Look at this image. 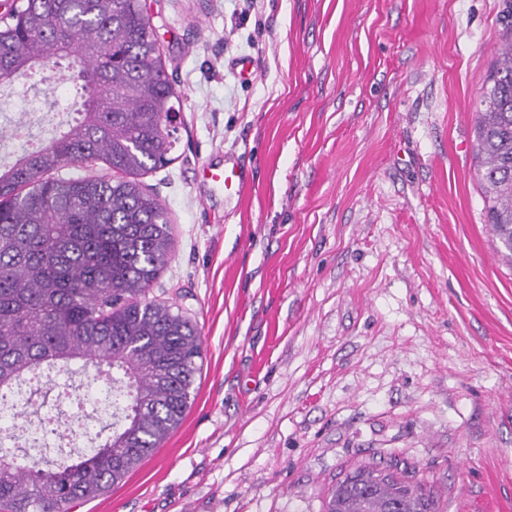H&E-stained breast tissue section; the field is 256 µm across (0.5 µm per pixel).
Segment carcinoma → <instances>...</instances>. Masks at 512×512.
Listing matches in <instances>:
<instances>
[{
	"instance_id": "1",
	"label": "carcinoma",
	"mask_w": 512,
	"mask_h": 512,
	"mask_svg": "<svg viewBox=\"0 0 512 512\" xmlns=\"http://www.w3.org/2000/svg\"><path fill=\"white\" fill-rule=\"evenodd\" d=\"M10 45L0 82L71 81L73 117L46 144L0 165V396L73 360L112 370L122 424L60 462L0 451V512H68L120 482L182 421L202 357L198 329L147 299L167 264V212L135 176L166 166L178 95L137 0H21L0 20ZM475 154L488 224L512 257V40L486 78ZM101 161L112 178L65 176ZM437 512L423 485L356 468L326 512Z\"/></svg>"
}]
</instances>
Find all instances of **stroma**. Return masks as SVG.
<instances>
[{"label":"stroma","instance_id":"35a3bbf8","mask_svg":"<svg viewBox=\"0 0 512 512\" xmlns=\"http://www.w3.org/2000/svg\"><path fill=\"white\" fill-rule=\"evenodd\" d=\"M146 8L181 119L173 162L139 177L173 235L148 297L203 352L178 427L73 512H324L379 461L414 467L439 512H512V263L473 152L506 0ZM73 102L16 82L0 131L49 138ZM230 156L238 191L203 173ZM54 382L91 431L113 423L103 381Z\"/></svg>","mask_w":512,"mask_h":512}]
</instances>
